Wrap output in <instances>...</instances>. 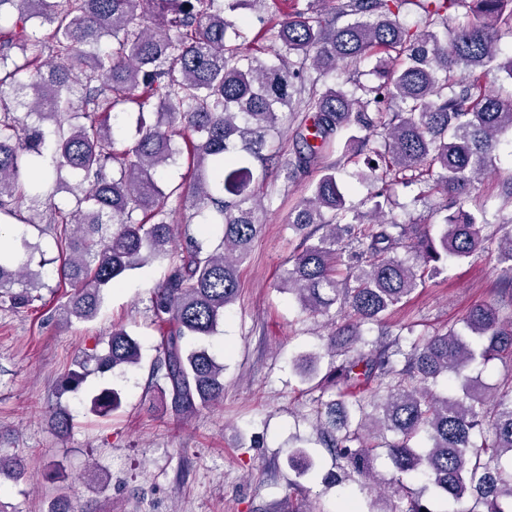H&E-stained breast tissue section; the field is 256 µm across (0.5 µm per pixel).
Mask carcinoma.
I'll list each match as a JSON object with an SVG mask.
<instances>
[{
  "mask_svg": "<svg viewBox=\"0 0 512 512\" xmlns=\"http://www.w3.org/2000/svg\"><path fill=\"white\" fill-rule=\"evenodd\" d=\"M265 0H0V220L38 225L21 207L51 211L58 274L69 288L57 312L94 319L105 292L132 271L168 267L152 300L160 335L151 364L171 413L189 416L224 397V366L192 343L213 335L239 293L238 267L264 212L252 162L290 180L313 170L310 195L290 225L302 237L276 288L314 317L336 308L344 322L322 353L303 359V378H322L314 398L325 409L316 435L334 458L336 482L373 475L381 454L395 481L422 487L374 512H512V373L494 386L470 376L498 357L512 359V320L494 303L474 306L461 328L376 345L364 326L381 321L425 277L476 253L496 254L501 295L512 305V217L490 233L485 211L458 207L437 236L429 224L387 218L395 185L422 184L461 199L493 166L512 131V96L487 89L491 74L512 79V0H415L416 27L400 20L410 0H337L321 13L308 0L262 22L233 21L244 2ZM52 58H44L45 53ZM376 59L374 83L324 78L340 66ZM137 110L132 142L117 145L119 111ZM311 125L287 157L275 146L288 116ZM156 121L149 124L145 114ZM351 131L345 152L365 156L360 180L379 190L356 206L325 148ZM188 155L194 176L168 191L159 168ZM74 208L56 209L61 193ZM189 204L198 235L176 245L172 197ZM369 206L365 212L362 206ZM412 245L421 265L398 250ZM39 274L0 255V299L30 305ZM141 345L114 326L103 353H90L58 384L76 392L92 372L118 376L140 365ZM448 387L433 391L440 381ZM367 397L348 396L352 388ZM336 391V398L323 395ZM118 390L104 387L90 411L112 414ZM57 435L71 429L67 409L51 414Z\"/></svg>",
  "mask_w": 512,
  "mask_h": 512,
  "instance_id": "1",
  "label": "carcinoma"
}]
</instances>
